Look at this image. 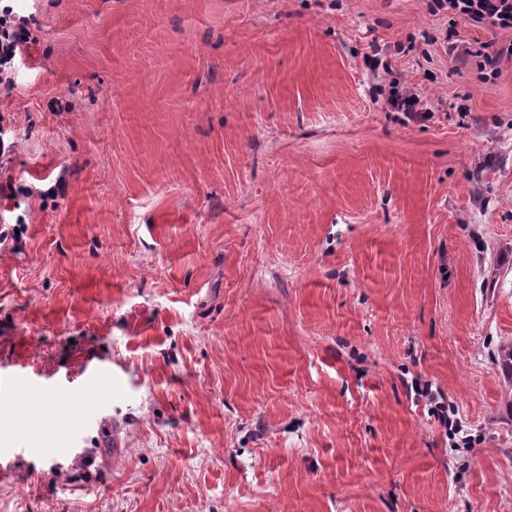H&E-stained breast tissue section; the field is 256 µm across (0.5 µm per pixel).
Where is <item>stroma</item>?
Listing matches in <instances>:
<instances>
[{
	"mask_svg": "<svg viewBox=\"0 0 512 512\" xmlns=\"http://www.w3.org/2000/svg\"><path fill=\"white\" fill-rule=\"evenodd\" d=\"M430 4L13 0L0 512H512V31ZM446 43V50L451 54L455 53V58L464 62L469 58L474 59L477 69L480 72L483 81L488 82L496 79L500 73V65L504 59H512V41L498 49L488 52L492 46L488 43H480L478 47L469 46L464 42H459L454 29H450L443 42ZM375 94L378 98L376 100L379 101L382 97L386 109L391 112H406L416 120L425 117L426 112H430L422 103L421 95L402 83L398 77H393L389 81L383 78L375 85Z\"/></svg>",
	"mask_w": 512,
	"mask_h": 512,
	"instance_id": "obj_1",
	"label": "stroma"
}]
</instances>
